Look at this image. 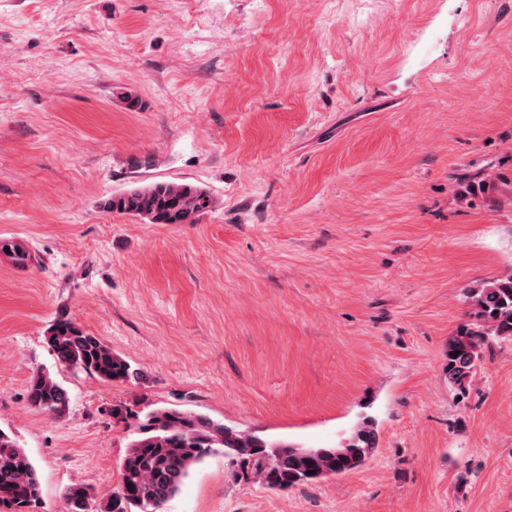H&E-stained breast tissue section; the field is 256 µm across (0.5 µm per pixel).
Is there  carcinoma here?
<instances>
[{"instance_id": "obj_1", "label": "carcinoma", "mask_w": 512, "mask_h": 512, "mask_svg": "<svg viewBox=\"0 0 512 512\" xmlns=\"http://www.w3.org/2000/svg\"><path fill=\"white\" fill-rule=\"evenodd\" d=\"M200 187L171 182L139 186L101 202L103 209L144 217L149 224H186L212 207ZM479 322L448 338V382L465 391L483 360V348L495 339H512V270L467 291ZM46 343L57 361L105 382H127L140 372L112 347L61 317L47 331ZM29 406L38 411L65 414L68 392L48 372L40 371L28 383ZM112 419L132 429L135 438L125 455L119 483L106 499L96 501L93 489L80 484L65 491L68 512H158L181 489L190 471L212 453L238 464L242 477L271 489H287L360 467L375 448L373 422L365 418L348 442L329 448H298L273 444L257 436L188 409L147 407L136 411L118 405ZM38 471L24 448L0 430V512H40Z\"/></svg>"}]
</instances>
